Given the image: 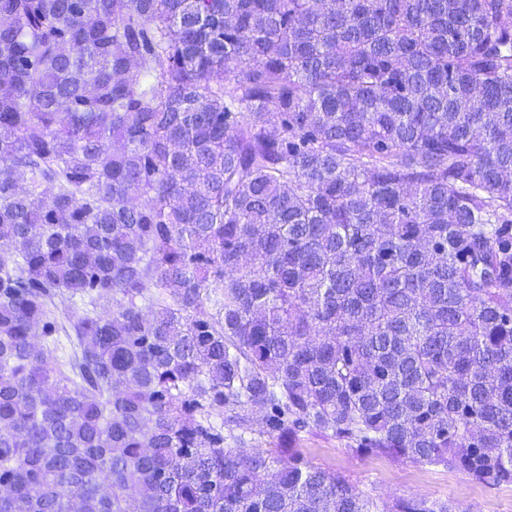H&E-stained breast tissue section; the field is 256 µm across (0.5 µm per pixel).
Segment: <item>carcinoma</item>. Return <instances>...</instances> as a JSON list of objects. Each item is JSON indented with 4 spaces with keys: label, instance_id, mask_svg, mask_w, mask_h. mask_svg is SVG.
Masks as SVG:
<instances>
[{
    "label": "carcinoma",
    "instance_id": "obj_1",
    "mask_svg": "<svg viewBox=\"0 0 512 512\" xmlns=\"http://www.w3.org/2000/svg\"><path fill=\"white\" fill-rule=\"evenodd\" d=\"M2 84L0 512L512 484V0H0ZM345 448L338 441L317 437L303 445L314 463L336 470L361 492L380 501L391 503L402 497L422 496L448 501L453 512H512V485L484 488L456 471L356 456Z\"/></svg>",
    "mask_w": 512,
    "mask_h": 512
}]
</instances>
